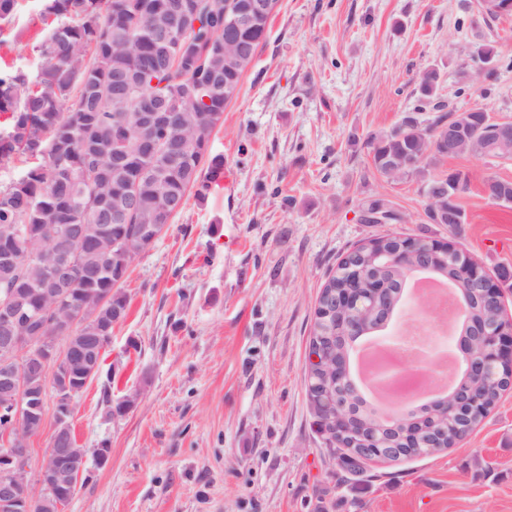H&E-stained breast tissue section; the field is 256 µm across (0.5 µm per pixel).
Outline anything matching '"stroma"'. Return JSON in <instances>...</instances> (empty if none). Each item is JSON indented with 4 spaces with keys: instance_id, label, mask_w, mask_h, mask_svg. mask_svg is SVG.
<instances>
[{
    "instance_id": "stroma-1",
    "label": "stroma",
    "mask_w": 512,
    "mask_h": 512,
    "mask_svg": "<svg viewBox=\"0 0 512 512\" xmlns=\"http://www.w3.org/2000/svg\"><path fill=\"white\" fill-rule=\"evenodd\" d=\"M42 4L19 0L0 65L33 68ZM484 43L498 55L490 75L474 57ZM430 68L449 110L512 122V14L488 18L476 0H278L212 136L227 180L134 260L128 315L74 398L79 446L105 441L110 455L89 461L65 512H512V389L454 448L370 464L355 505L306 394L315 300L354 244L398 232L452 243L491 275L512 268V208L487 192L512 181V159L439 163L437 175L468 178L458 234L428 223L416 178L372 168L368 137L411 115ZM374 200L397 221L362 223ZM448 325L411 295L388 335L450 352Z\"/></svg>"
}]
</instances>
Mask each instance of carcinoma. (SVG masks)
Returning <instances> with one entry per match:
<instances>
[{
    "label": "carcinoma",
    "mask_w": 512,
    "mask_h": 512,
    "mask_svg": "<svg viewBox=\"0 0 512 512\" xmlns=\"http://www.w3.org/2000/svg\"><path fill=\"white\" fill-rule=\"evenodd\" d=\"M227 0H44L38 20L46 37L34 46L35 71L21 66L0 68V114L8 115L0 129V165L20 157L27 167L15 180L0 184V250L13 263L0 264V293L10 290L15 303L37 309L49 303L43 296L47 285L42 265L50 257L49 240L63 224L80 229L78 261L73 274L71 302L95 306L107 293L100 313L109 309L127 315V297L118 281L119 267L131 263L171 227L190 192L203 199L209 188L224 177V157L202 144L208 142L220 123L225 106L235 97L244 72L254 57H245L239 45L256 52L265 40L268 20L242 30L237 42L224 41V3ZM171 26L172 58L168 67L156 69L152 54L154 30ZM438 82L435 71L419 80L421 98L417 111L429 107L440 113L425 123L406 116L388 131L368 137L366 146L376 173L388 181L424 175L447 157L467 154L448 149V127L460 122L462 113H444L445 105L433 101ZM170 103L166 127L156 130L139 125L144 98ZM472 132L493 143L495 127L483 122L482 113L467 120ZM444 183L442 199L454 220L465 223L461 208L450 197L467 186L461 173L442 178L433 175L423 185L426 199L434 197L433 186ZM503 204H512V182L487 184ZM366 224H388L395 214L373 201L363 209ZM407 242L408 238L386 235L370 246H357L341 258L321 289L316 305L322 307L359 276L371 288L369 301L379 302L386 291L399 289L404 271L394 264H380L374 254ZM437 241L415 239L418 249L438 258L436 275L454 279L466 300L467 314L460 317L459 334L467 333V320L493 315L484 299L469 288L462 274L465 253L448 250L452 257L434 250ZM114 321H99L83 328L97 337V347L106 348ZM340 325L330 318H313L309 347L318 338L336 339ZM307 395L328 385L326 373L308 364ZM512 382V364L498 376L470 379L492 409ZM367 427L381 423V407L363 397L354 404ZM316 431L327 451L345 457L343 471L362 472L351 459L354 448L334 434L313 413ZM483 421L481 416L448 415L433 427L438 429L436 451L454 446ZM423 436L407 433L395 425L386 447L403 449V457L431 454L422 445Z\"/></svg>",
    "instance_id": "cac0c4a2"
}]
</instances>
